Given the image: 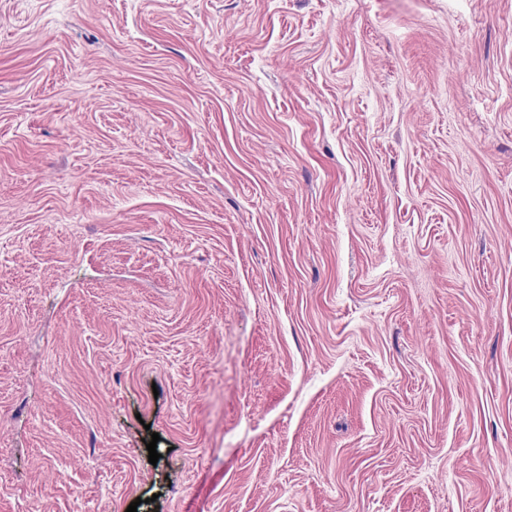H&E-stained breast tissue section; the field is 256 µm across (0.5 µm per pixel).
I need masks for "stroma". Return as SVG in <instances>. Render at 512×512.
Instances as JSON below:
<instances>
[{
    "instance_id": "35a3bbf8",
    "label": "stroma",
    "mask_w": 512,
    "mask_h": 512,
    "mask_svg": "<svg viewBox=\"0 0 512 512\" xmlns=\"http://www.w3.org/2000/svg\"><path fill=\"white\" fill-rule=\"evenodd\" d=\"M132 504L512 512V0H0V512Z\"/></svg>"
}]
</instances>
